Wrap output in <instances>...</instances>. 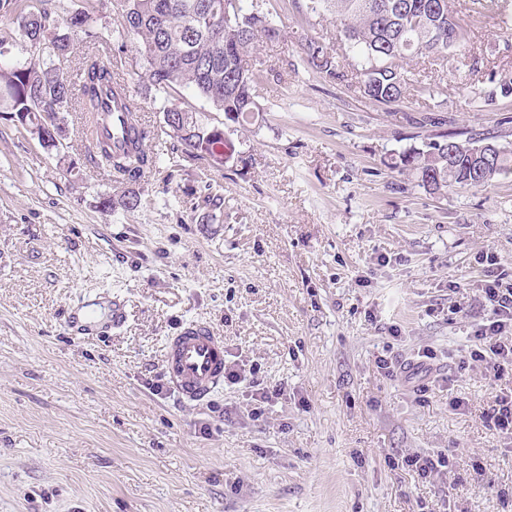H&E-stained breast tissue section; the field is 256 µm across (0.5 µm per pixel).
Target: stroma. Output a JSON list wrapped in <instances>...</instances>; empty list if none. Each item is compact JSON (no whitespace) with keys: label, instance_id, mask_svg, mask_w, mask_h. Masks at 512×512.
<instances>
[{"label":"stroma","instance_id":"stroma-1","mask_svg":"<svg viewBox=\"0 0 512 512\" xmlns=\"http://www.w3.org/2000/svg\"><path fill=\"white\" fill-rule=\"evenodd\" d=\"M305 4L244 0L282 29L250 51L259 118L175 94L231 150L215 164L152 140L136 209L104 207L121 190L86 163L74 113L53 151L0 117V512H512V440L483 421L512 375L465 357L485 314L479 255L512 267V176L442 196L389 166L439 131L512 150V94L470 98L512 78V0H454L459 51L413 58L392 104L361 91L335 15ZM121 23L102 0L66 70ZM310 39L339 78L300 64ZM121 71L159 127L135 49ZM112 299L122 327L67 328L69 307L102 315ZM192 321L242 376L199 404L164 373L166 337ZM425 346L450 381L378 371ZM255 378L282 388L258 417ZM440 453L450 466L427 482L404 463Z\"/></svg>","mask_w":512,"mask_h":512}]
</instances>
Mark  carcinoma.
<instances>
[{"label": "carcinoma", "instance_id": "carcinoma-1", "mask_svg": "<svg viewBox=\"0 0 512 512\" xmlns=\"http://www.w3.org/2000/svg\"><path fill=\"white\" fill-rule=\"evenodd\" d=\"M84 6L60 26L52 16L51 0H0V14L14 15L30 40L43 46V52L0 65V99L18 129L37 130L41 144L56 148V127L47 124L43 114L77 112L81 131L94 144L87 148L86 160L116 183L128 186L120 205L135 209L141 197L134 190L156 167V156L147 141L158 132L133 122L126 129L124 145L97 140L98 128L105 126L103 92L126 100L125 111L140 110L130 84L113 72L97 55L83 58L76 70L79 84L61 67L71 40L85 31L96 12L97 0H83ZM438 0H309L307 8L316 11L325 4L336 13L344 36L362 60L359 71L364 94L382 103L404 97L409 83L407 72L398 62L423 54H446L459 46L453 39L463 19L454 16L448 24V11L432 8ZM224 0H122L123 23L112 34V43L125 50L134 45L144 61L148 82L155 91L170 96L187 88L205 99L224 118L239 125L250 124L262 111L259 74L245 59L248 48L260 37L270 41L281 30L268 16L239 8L237 15L213 21L212 11H223ZM305 67L331 79L338 77L336 61L328 48L309 40L301 47ZM174 115L165 120L164 132L173 136L186 151L214 159L224 147V130L202 123L195 112L175 104L163 108ZM449 135H436L421 149L410 148L391 161V167L414 176L417 185L431 194L446 195L450 190L484 187L501 175L512 173V152L500 154L489 176L468 177L469 148L459 143L456 154L448 157Z\"/></svg>", "mask_w": 512, "mask_h": 512}]
</instances>
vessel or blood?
<instances>
[{
	"instance_id": "obj_1",
	"label": "vessel or blood",
	"mask_w": 512,
	"mask_h": 512,
	"mask_svg": "<svg viewBox=\"0 0 512 512\" xmlns=\"http://www.w3.org/2000/svg\"><path fill=\"white\" fill-rule=\"evenodd\" d=\"M167 375L183 400L201 402L224 385V342L203 325L191 323L169 338Z\"/></svg>"
}]
</instances>
